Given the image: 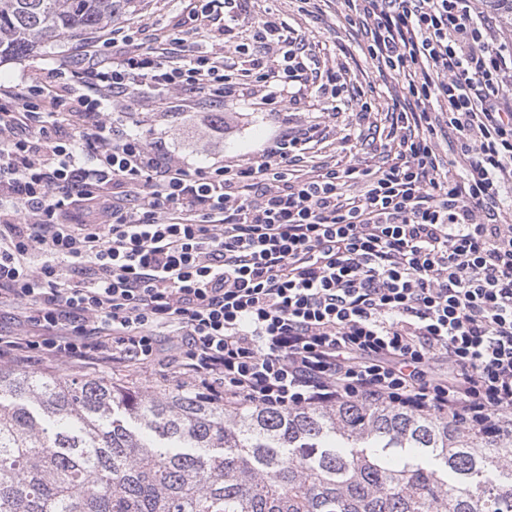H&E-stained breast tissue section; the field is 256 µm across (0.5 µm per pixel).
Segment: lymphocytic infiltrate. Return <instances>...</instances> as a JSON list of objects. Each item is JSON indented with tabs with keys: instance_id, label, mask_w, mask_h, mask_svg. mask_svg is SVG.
I'll list each match as a JSON object with an SVG mask.
<instances>
[{
	"instance_id": "lymphocytic-infiltrate-1",
	"label": "lymphocytic infiltrate",
	"mask_w": 512,
	"mask_h": 512,
	"mask_svg": "<svg viewBox=\"0 0 512 512\" xmlns=\"http://www.w3.org/2000/svg\"><path fill=\"white\" fill-rule=\"evenodd\" d=\"M390 90L382 164L296 174L328 126L191 164L118 104L336 100L272 16L232 56L170 65L138 22L81 71L0 84V359L158 368L234 412L389 404L500 436L512 417V45L473 0H338ZM448 155H440V142Z\"/></svg>"
}]
</instances>
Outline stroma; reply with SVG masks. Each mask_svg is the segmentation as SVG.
I'll return each instance as SVG.
<instances>
[{
  "mask_svg": "<svg viewBox=\"0 0 512 512\" xmlns=\"http://www.w3.org/2000/svg\"><path fill=\"white\" fill-rule=\"evenodd\" d=\"M273 14L289 31L309 38L315 50L321 71L343 70L349 94H358L372 105V112L364 125H356L346 100H338L337 128L348 129L350 139L341 142L330 137L310 143L304 154L305 169L330 165L346 167L357 157L370 164H380L375 139L387 128L389 105L387 87L376 73L365 53L367 35L363 27L348 25L335 8L304 9L300 0H248L247 16L251 19ZM132 20H144L149 28L147 48L155 55L172 56V37L186 36L189 51L225 54L224 0H213L209 14L196 18L189 15V0H137ZM83 38L45 46L32 55L0 63V81L14 84L35 78L40 64L74 69L80 66L79 54ZM131 118L140 131L161 139L166 147L195 160L222 156L226 160L242 159L261 147L278 129L273 116L266 112L236 111L234 104H226L224 136L211 141L201 140L188 114L181 108L161 102L153 94H145L130 107Z\"/></svg>",
  "mask_w": 512,
  "mask_h": 512,
  "instance_id": "stroma-1",
  "label": "stroma"
}]
</instances>
